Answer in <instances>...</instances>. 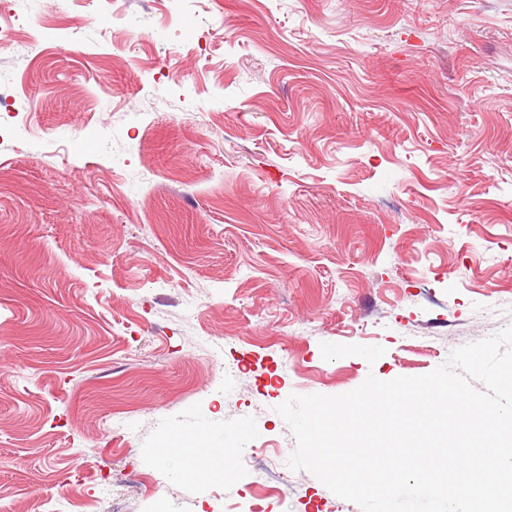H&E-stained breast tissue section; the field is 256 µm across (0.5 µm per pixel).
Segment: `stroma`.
<instances>
[{
  "mask_svg": "<svg viewBox=\"0 0 512 512\" xmlns=\"http://www.w3.org/2000/svg\"><path fill=\"white\" fill-rule=\"evenodd\" d=\"M0 512H361L276 408L512 325V0H7ZM175 439L167 458L156 454Z\"/></svg>",
  "mask_w": 512,
  "mask_h": 512,
  "instance_id": "35a3bbf8",
  "label": "stroma"
}]
</instances>
